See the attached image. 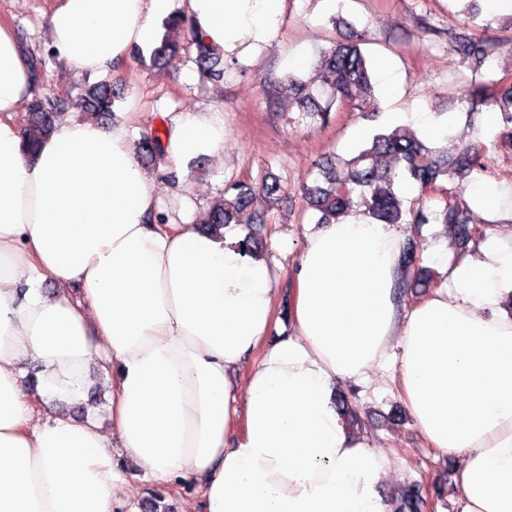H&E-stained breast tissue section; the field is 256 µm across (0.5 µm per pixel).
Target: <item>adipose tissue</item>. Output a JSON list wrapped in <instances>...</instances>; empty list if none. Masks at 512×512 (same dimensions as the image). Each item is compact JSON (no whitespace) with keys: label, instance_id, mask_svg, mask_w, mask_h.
<instances>
[{"label":"adipose tissue","instance_id":"1","mask_svg":"<svg viewBox=\"0 0 512 512\" xmlns=\"http://www.w3.org/2000/svg\"><path fill=\"white\" fill-rule=\"evenodd\" d=\"M172 2L58 0L44 23L70 72L105 74L154 42ZM182 2L206 44L249 59L275 39L284 0ZM30 86L0 23V512H113L128 484L119 449L157 484L196 483L205 512H389V462L335 401L338 382L383 367L433 448L460 456L461 512H512V244L491 239L404 312L403 234L353 209L308 234L292 331L272 342L274 267L223 233L155 221L126 121L61 123L26 157L11 116ZM223 144L221 112H185L166 153L180 165ZM31 360L42 376L26 388ZM93 363L107 431L54 407L82 400Z\"/></svg>","mask_w":512,"mask_h":512}]
</instances>
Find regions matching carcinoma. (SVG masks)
I'll list each match as a JSON object with an SVG mask.
<instances>
[{
    "instance_id": "cac0c4a2",
    "label": "carcinoma",
    "mask_w": 512,
    "mask_h": 512,
    "mask_svg": "<svg viewBox=\"0 0 512 512\" xmlns=\"http://www.w3.org/2000/svg\"><path fill=\"white\" fill-rule=\"evenodd\" d=\"M165 29L159 45L151 51L154 65H161L177 45L169 41L172 32L185 31L190 36L188 45L196 49V63L201 75L219 83L224 79V61L212 47L203 43L193 22L181 11H174L162 21ZM367 32L354 31L347 42H337L321 52L318 59L322 91L315 94L313 82L294 73L284 77L288 94L298 107L301 117L310 118L322 126L328 125L335 112H361L376 110L373 66L361 45ZM459 51L463 61L474 70L482 66L486 50L471 39L460 40ZM119 93L112 84L103 81L87 88L81 106L89 111L105 113L112 107ZM459 102L474 109L480 105L492 106L501 114L505 125L498 148L512 152V78L503 76L497 81L474 82L464 89ZM56 103L50 95H40L28 103L27 124L23 131V151L30 157L38 152L43 141L54 130ZM485 146L470 144L450 155L445 149L433 148L415 132L403 126H389L376 131L369 142L349 159L324 157L313 163L321 179L302 186L307 208L318 215L317 223L329 224L339 220L352 208H361L374 220L384 224H427L431 214L423 210L404 207V199L397 184L404 178L423 193L434 192L444 202L437 215L442 223L451 224L457 231L461 248L480 242L486 233V222L471 207L445 187L455 178H465L484 170L481 159ZM164 154L161 137L142 135L138 142V157L152 162ZM284 192L280 180L269 175L261 184L251 180H235L224 187L222 197L199 214L196 224L204 231L216 232L231 224L243 226L245 234L236 245L252 255L261 251L264 237L253 227L252 207L256 195L261 194L274 202ZM401 265L404 276L415 278V283L426 284L432 279V270L421 266V249L412 246L403 252ZM395 512H424L427 495L417 481H409L396 494Z\"/></svg>"
}]
</instances>
